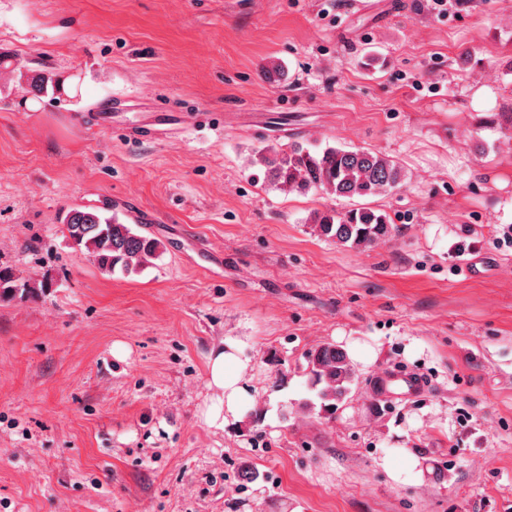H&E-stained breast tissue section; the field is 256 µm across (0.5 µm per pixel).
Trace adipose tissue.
Here are the masks:
<instances>
[{"label":"adipose tissue","instance_id":"1","mask_svg":"<svg viewBox=\"0 0 512 512\" xmlns=\"http://www.w3.org/2000/svg\"><path fill=\"white\" fill-rule=\"evenodd\" d=\"M236 349V341L226 339L208 357V386L213 395L201 415L212 428H223L228 419L238 418L242 411L249 367L236 357Z\"/></svg>","mask_w":512,"mask_h":512}]
</instances>
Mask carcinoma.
Segmentation results:
<instances>
[{
	"label": "carcinoma",
	"instance_id": "cac0c4a2",
	"mask_svg": "<svg viewBox=\"0 0 512 512\" xmlns=\"http://www.w3.org/2000/svg\"><path fill=\"white\" fill-rule=\"evenodd\" d=\"M256 163L264 167L271 183L286 192L320 190L337 197L379 196L403 182V174L393 160L362 149L318 150L292 143L286 149L259 151ZM309 223L318 235L354 249H369L391 238L394 232L385 212L367 207L317 210ZM65 226L73 245L110 275L139 274L164 252L159 239L134 232L115 215L103 217L95 211L73 209L66 216ZM46 288L45 282L21 281L12 272L0 269V298H32ZM307 370L314 399L304 407L317 406L326 413H335L357 380L347 354L333 345L320 346L308 352Z\"/></svg>",
	"mask_w": 512,
	"mask_h": 512
}]
</instances>
